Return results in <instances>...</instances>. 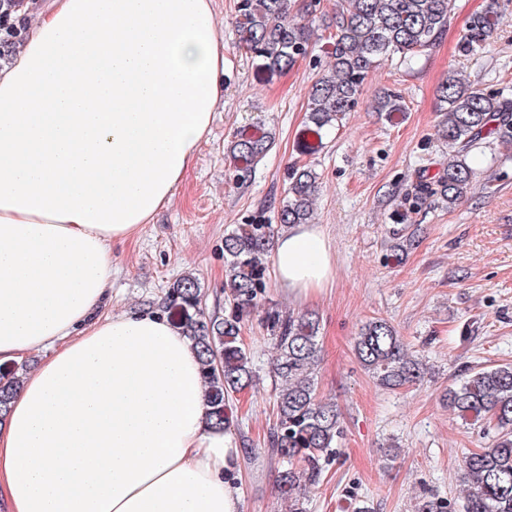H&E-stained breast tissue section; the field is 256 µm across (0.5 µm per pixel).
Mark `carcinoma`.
I'll list each match as a JSON object with an SVG mask.
<instances>
[{"instance_id":"1","label":"carcinoma","mask_w":512,"mask_h":512,"mask_svg":"<svg viewBox=\"0 0 512 512\" xmlns=\"http://www.w3.org/2000/svg\"><path fill=\"white\" fill-rule=\"evenodd\" d=\"M15 0H0V58L22 33L12 19ZM320 4L298 0H236V31L241 47L270 71L293 67L309 55L311 33L302 19ZM455 0H339L328 34L331 61L320 68L309 93L307 118L300 132L305 150L316 152L326 132L342 123L358 103L364 82L380 62L394 54L411 65L441 39ZM503 24L495 3L474 14L460 39V52L483 50ZM443 119L438 136L452 150L448 165L432 177L422 175L405 197L418 211L434 202L450 207L465 199L476 171L469 153L493 138L512 143V98L505 90L475 88L448 72L438 89ZM390 117L406 110L401 94L387 89L373 104ZM260 127L235 132L228 158L236 178L246 180L271 149ZM318 173L310 167L293 172L277 214L278 224H243L224 236V295L230 310L210 315L197 279L185 275L166 290L159 310L188 337L197 351L209 412L207 424L227 431L233 425L227 402L256 385L254 356L241 336L243 321L259 312L267 280L263 258L275 235L290 224H308ZM263 325L275 350V423L270 429L272 454L281 464L279 486L292 501L291 512H306L303 491L319 482L324 463L336 454L341 435L336 404L317 392L319 321L312 314L285 315L274 307L263 312ZM361 366L387 390L424 380L427 368L409 353L401 336L383 319L368 321L354 342ZM23 382L17 367L0 366V417ZM442 402L466 424L490 436L488 446L462 461L463 512H512V363L482 368L450 385Z\"/></svg>"}]
</instances>
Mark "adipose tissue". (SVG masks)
Segmentation results:
<instances>
[{
  "label": "adipose tissue",
  "mask_w": 512,
  "mask_h": 512,
  "mask_svg": "<svg viewBox=\"0 0 512 512\" xmlns=\"http://www.w3.org/2000/svg\"><path fill=\"white\" fill-rule=\"evenodd\" d=\"M0 59V364L43 352L0 423V512H241L197 353L156 312L103 315L112 242L169 205L224 96L215 0H21ZM307 302L324 229L273 255Z\"/></svg>",
  "instance_id": "ef3b65f1"
}]
</instances>
